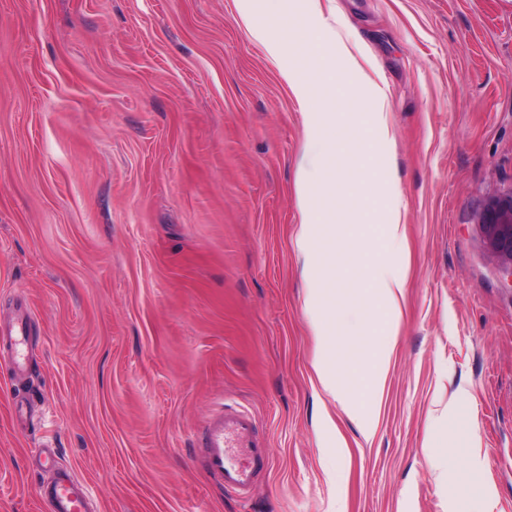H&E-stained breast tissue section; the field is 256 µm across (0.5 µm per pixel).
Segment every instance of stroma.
Wrapping results in <instances>:
<instances>
[{
	"instance_id": "1",
	"label": "stroma",
	"mask_w": 512,
	"mask_h": 512,
	"mask_svg": "<svg viewBox=\"0 0 512 512\" xmlns=\"http://www.w3.org/2000/svg\"><path fill=\"white\" fill-rule=\"evenodd\" d=\"M318 8L385 104L303 251L322 153L235 0H0V323L30 314L26 372L0 364V512H48L56 466L97 512H512V278L479 224L512 191V0ZM355 247L323 349L307 288ZM382 266L406 283L377 398ZM317 356L371 439L316 398ZM226 404L270 452L246 496L202 467ZM297 193L300 211V228L297 234V244L302 250H305L310 239L322 225H335L336 212L308 207L305 202L307 187L303 181L297 183Z\"/></svg>"
}]
</instances>
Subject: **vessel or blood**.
<instances>
[{"label":"vessel or blood","mask_w":512,"mask_h":512,"mask_svg":"<svg viewBox=\"0 0 512 512\" xmlns=\"http://www.w3.org/2000/svg\"><path fill=\"white\" fill-rule=\"evenodd\" d=\"M28 319L20 317L0 328V348L6 350L15 371H22L28 340ZM203 463L209 479L224 488L247 492L266 468L269 449L255 436L250 413L224 405L202 426ZM49 512H93L82 485L69 475L59 476L50 486Z\"/></svg>","instance_id":"obj_1"}]
</instances>
